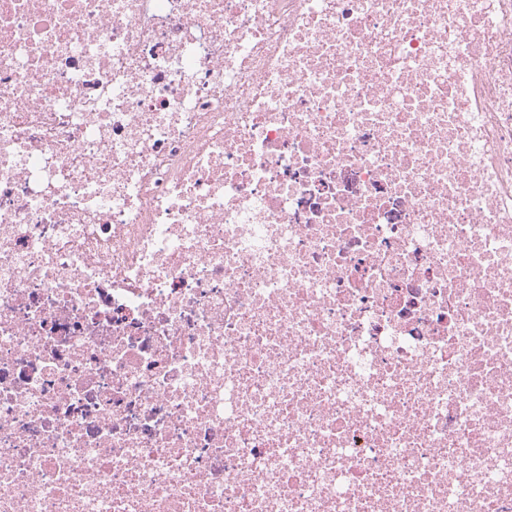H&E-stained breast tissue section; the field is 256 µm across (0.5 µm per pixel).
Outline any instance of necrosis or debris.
Listing matches in <instances>:
<instances>
[{"label":"necrosis or debris","instance_id":"4bbe7bcc","mask_svg":"<svg viewBox=\"0 0 512 512\" xmlns=\"http://www.w3.org/2000/svg\"><path fill=\"white\" fill-rule=\"evenodd\" d=\"M0 512H512V0H0Z\"/></svg>","mask_w":512,"mask_h":512}]
</instances>
